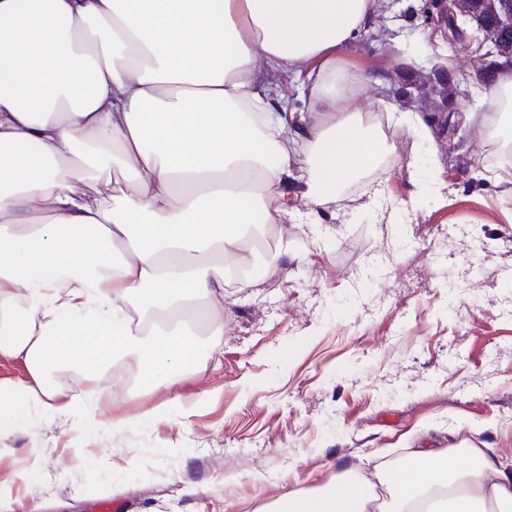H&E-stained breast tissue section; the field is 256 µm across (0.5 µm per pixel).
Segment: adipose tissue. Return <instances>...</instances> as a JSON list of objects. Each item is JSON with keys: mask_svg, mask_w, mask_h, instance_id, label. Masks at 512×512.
<instances>
[{"mask_svg": "<svg viewBox=\"0 0 512 512\" xmlns=\"http://www.w3.org/2000/svg\"><path fill=\"white\" fill-rule=\"evenodd\" d=\"M376 0H0V432L91 428L110 393L224 333L250 224L310 222L378 173L389 143L346 49ZM304 75L305 109L282 88ZM75 361L85 385L57 380ZM460 465H452V458ZM387 512H512L482 449L418 448L386 471ZM368 478L284 492L272 512H378Z\"/></svg>", "mask_w": 512, "mask_h": 512, "instance_id": "obj_1", "label": "adipose tissue"}]
</instances>
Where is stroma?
Instances as JSON below:
<instances>
[{"mask_svg": "<svg viewBox=\"0 0 512 512\" xmlns=\"http://www.w3.org/2000/svg\"><path fill=\"white\" fill-rule=\"evenodd\" d=\"M424 5L395 0L346 49L370 77L368 103L426 123L398 128L380 188L289 224L284 243L252 226L250 283L224 290L220 345L175 383L114 369L96 430L35 419L1 436L12 512L30 497L41 512L106 499L118 512H263L413 448L473 445L512 463V173L485 171L478 53L445 42ZM439 79L457 87L464 146L425 97ZM32 452L41 468L26 486L12 474Z\"/></svg>", "mask_w": 512, "mask_h": 512, "instance_id": "1", "label": "stroma"}]
</instances>
